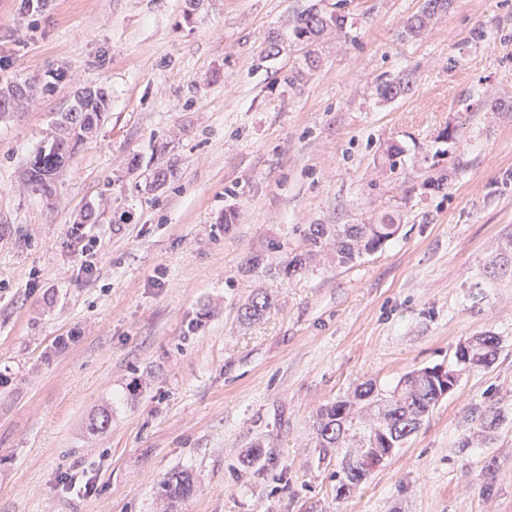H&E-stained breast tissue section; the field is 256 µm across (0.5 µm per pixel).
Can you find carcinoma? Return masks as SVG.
<instances>
[{
	"label": "carcinoma",
	"instance_id": "cac0c4a2",
	"mask_svg": "<svg viewBox=\"0 0 512 512\" xmlns=\"http://www.w3.org/2000/svg\"><path fill=\"white\" fill-rule=\"evenodd\" d=\"M452 0H424L422 9L409 17L404 25L406 35L417 37L427 30L439 15L448 12ZM345 16L326 13L316 5L299 11L294 19V39L314 43L327 29L342 30ZM410 80H383L378 85L380 95L395 99L409 91ZM35 86L15 83L0 89V115L15 112L33 99ZM109 106L107 91L102 87L75 93L72 110L60 113L55 122L51 141L41 146L26 162L25 186L33 192L52 196L56 174L77 153L79 147L93 136ZM396 224H311L305 234L307 249L294 255L280 272L291 277L303 271L316 255L330 246L336 262L348 264L354 259L372 254L392 239ZM269 296L256 297L244 305L242 317L255 320L270 308ZM499 349L495 336L473 338L469 359L464 363L453 360L447 372L462 376L467 371L491 364ZM439 366L424 367L402 376L390 390H382L371 380L355 388L352 394L339 397L325 405L313 421L315 447L329 454L345 449L341 470L336 472V495L367 481L376 464L391 458L396 450L421 427L424 420L444 399L447 381L435 374ZM196 492L192 474L178 470L160 483V497L168 506L187 499Z\"/></svg>",
	"mask_w": 512,
	"mask_h": 512
}]
</instances>
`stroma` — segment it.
Instances as JSON below:
<instances>
[{
    "mask_svg": "<svg viewBox=\"0 0 512 512\" xmlns=\"http://www.w3.org/2000/svg\"><path fill=\"white\" fill-rule=\"evenodd\" d=\"M314 1L345 28L310 68L292 19ZM185 7L49 0L35 18L0 0V86L38 89L0 118V512H164L178 469L197 492L175 512H512V0H453L415 38L421 0H201L189 23ZM394 77L411 89L384 99ZM85 85L109 110L45 199L22 167ZM388 219L376 252L279 275L309 225ZM484 335L495 360L337 496L317 410Z\"/></svg>",
    "mask_w": 512,
    "mask_h": 512,
    "instance_id": "1",
    "label": "stroma"
}]
</instances>
